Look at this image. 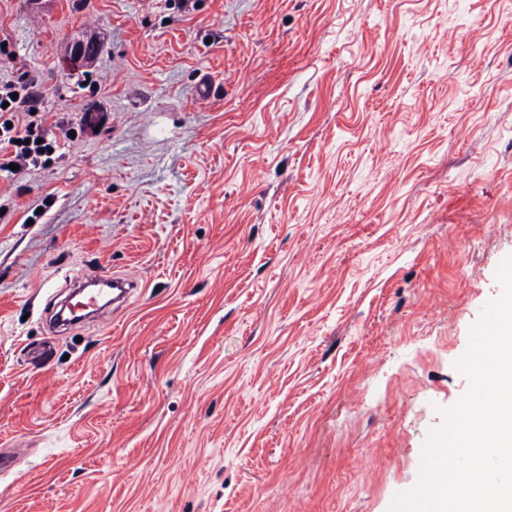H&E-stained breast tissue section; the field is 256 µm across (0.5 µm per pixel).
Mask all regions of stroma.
<instances>
[{"instance_id":"obj_1","label":"stroma","mask_w":512,"mask_h":512,"mask_svg":"<svg viewBox=\"0 0 512 512\" xmlns=\"http://www.w3.org/2000/svg\"><path fill=\"white\" fill-rule=\"evenodd\" d=\"M197 2L0 0L55 147L0 175V512H388L467 389L512 0ZM96 273L141 287L51 331Z\"/></svg>"}]
</instances>
